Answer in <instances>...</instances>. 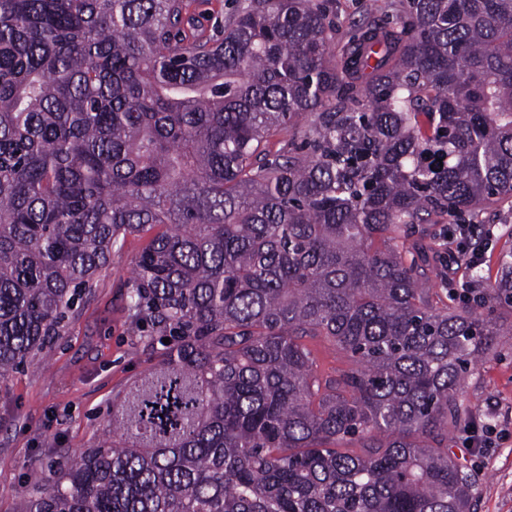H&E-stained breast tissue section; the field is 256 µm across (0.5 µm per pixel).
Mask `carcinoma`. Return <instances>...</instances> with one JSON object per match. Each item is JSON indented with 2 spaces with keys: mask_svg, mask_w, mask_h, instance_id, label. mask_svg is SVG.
<instances>
[{
  "mask_svg": "<svg viewBox=\"0 0 512 512\" xmlns=\"http://www.w3.org/2000/svg\"><path fill=\"white\" fill-rule=\"evenodd\" d=\"M327 2L0 0V379L164 227L124 298L158 363L17 512H470L448 435L512 262L458 306L420 226L479 247L512 199V0H368L338 50ZM306 344L312 351L319 371L333 374L336 373V369L347 368L346 358L335 351L330 343L323 338H306Z\"/></svg>",
  "mask_w": 512,
  "mask_h": 512,
  "instance_id": "cac0c4a2",
  "label": "carcinoma"
}]
</instances>
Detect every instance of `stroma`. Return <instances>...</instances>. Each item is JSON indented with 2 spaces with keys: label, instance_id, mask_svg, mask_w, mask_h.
I'll return each mask as SVG.
<instances>
[{
  "label": "stroma",
  "instance_id": "stroma-1",
  "mask_svg": "<svg viewBox=\"0 0 512 512\" xmlns=\"http://www.w3.org/2000/svg\"><path fill=\"white\" fill-rule=\"evenodd\" d=\"M145 239L128 238L98 288L77 307L65 336L0 380V512H14L33 464L91 447L113 400L157 362L130 322L123 298ZM498 407L494 447L469 450L464 430L452 453L472 469L475 512H512V336L483 357L462 388L463 421L487 401Z\"/></svg>",
  "mask_w": 512,
  "mask_h": 512
}]
</instances>
